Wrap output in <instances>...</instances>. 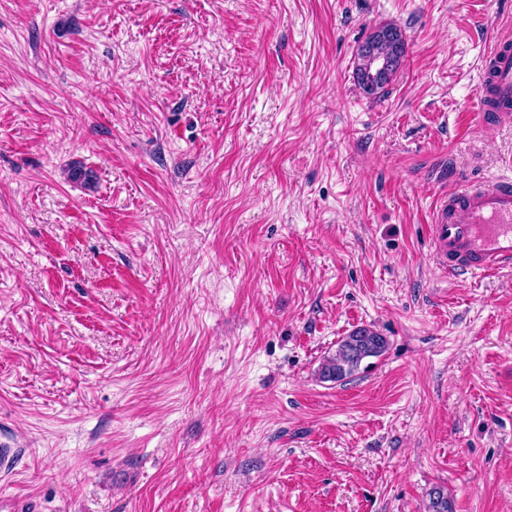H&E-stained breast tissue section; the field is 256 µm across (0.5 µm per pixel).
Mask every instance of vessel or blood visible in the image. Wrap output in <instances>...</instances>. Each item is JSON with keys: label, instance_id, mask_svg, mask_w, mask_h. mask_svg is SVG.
Returning a JSON list of instances; mask_svg holds the SVG:
<instances>
[{"label": "vessel or blood", "instance_id": "vessel-or-blood-1", "mask_svg": "<svg viewBox=\"0 0 512 512\" xmlns=\"http://www.w3.org/2000/svg\"><path fill=\"white\" fill-rule=\"evenodd\" d=\"M476 112L489 117L486 99L512 100V47L495 42L484 66ZM505 174L459 185L441 197L433 212L430 238L438 265L447 273L474 275L512 267V158Z\"/></svg>", "mask_w": 512, "mask_h": 512}]
</instances>
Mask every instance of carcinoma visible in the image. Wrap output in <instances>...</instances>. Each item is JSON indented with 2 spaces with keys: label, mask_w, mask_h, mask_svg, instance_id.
I'll use <instances>...</instances> for the list:
<instances>
[{
  "label": "carcinoma",
  "mask_w": 512,
  "mask_h": 512,
  "mask_svg": "<svg viewBox=\"0 0 512 512\" xmlns=\"http://www.w3.org/2000/svg\"><path fill=\"white\" fill-rule=\"evenodd\" d=\"M375 50L383 54L393 55V68L390 76L386 77L378 88L369 85L370 57L367 54L356 53L355 77L358 84L369 95H378L390 84L391 76L395 75L403 63L405 51H397L388 43H378ZM386 337L376 331L361 327L342 337L336 343V350L327 356L322 363L320 376L333 382H342L353 377L368 358L379 357L387 349ZM427 512H453V505L448 495L440 488H433L428 493Z\"/></svg>",
  "instance_id": "cac0c4a2"
}]
</instances>
